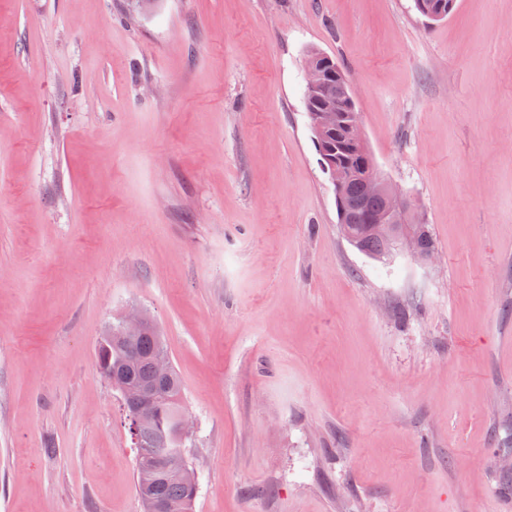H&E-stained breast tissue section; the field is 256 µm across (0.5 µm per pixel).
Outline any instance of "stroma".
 <instances>
[{
	"instance_id": "1",
	"label": "stroma",
	"mask_w": 512,
	"mask_h": 512,
	"mask_svg": "<svg viewBox=\"0 0 512 512\" xmlns=\"http://www.w3.org/2000/svg\"><path fill=\"white\" fill-rule=\"evenodd\" d=\"M0 0V512H143L95 349L133 306L193 512H512V0ZM344 69L433 260L338 231Z\"/></svg>"
}]
</instances>
